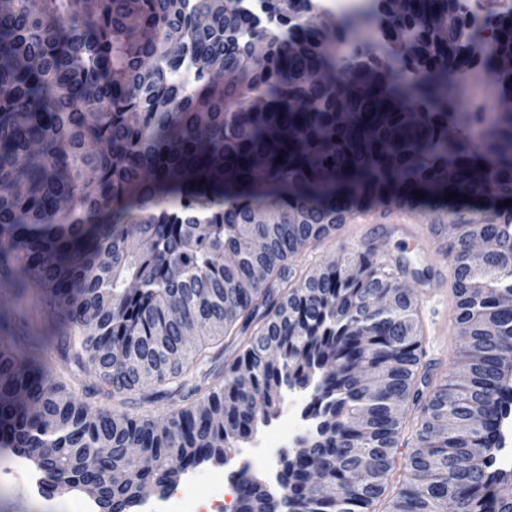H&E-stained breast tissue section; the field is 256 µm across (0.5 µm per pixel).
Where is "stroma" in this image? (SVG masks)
Returning a JSON list of instances; mask_svg holds the SVG:
<instances>
[{
	"instance_id": "obj_1",
	"label": "stroma",
	"mask_w": 512,
	"mask_h": 512,
	"mask_svg": "<svg viewBox=\"0 0 512 512\" xmlns=\"http://www.w3.org/2000/svg\"><path fill=\"white\" fill-rule=\"evenodd\" d=\"M356 251L374 252L389 264L398 258H406L407 268L398 272L397 278L400 283L411 286L420 299L419 319L425 335L421 361L429 366L435 382H442L456 369L462 349L453 322L454 306L447 300L452 292L453 270L444 254L442 240L410 237L393 214L383 217L377 224L343 225L334 235L296 256L293 263L297 269L306 271L334 260L338 255ZM423 269L430 271V280L415 281L414 271ZM55 370L71 390L78 397L86 398L95 410L155 418L170 408L165 401L151 403L144 400L137 391L121 397L112 396L100 389L97 380L87 375L83 367L70 361L58 360ZM216 473L224 477L226 512H236L237 495L233 491L230 467L226 464L203 465L198 469L196 482L180 481L183 498L191 512H198L201 503L209 500L212 476ZM85 498V493L78 490L36 498L30 495L23 481H0V512H76L77 503Z\"/></svg>"
}]
</instances>
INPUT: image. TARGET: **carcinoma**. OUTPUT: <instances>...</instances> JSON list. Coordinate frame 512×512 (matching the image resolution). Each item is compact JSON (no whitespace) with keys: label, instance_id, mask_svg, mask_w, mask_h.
<instances>
[{"label":"carcinoma","instance_id":"1","mask_svg":"<svg viewBox=\"0 0 512 512\" xmlns=\"http://www.w3.org/2000/svg\"><path fill=\"white\" fill-rule=\"evenodd\" d=\"M461 2L377 0L362 47L355 21L323 26L302 0H262L273 27L243 0H0V447L46 493L89 488L100 512H130L305 392L313 425L280 461L277 500L236 474L238 512H375L423 386L386 512H512L495 467L512 404V109L453 101L479 72L512 102V9L483 40ZM376 208L454 225L463 351L433 389L418 297L385 261L291 265ZM31 289L54 348L22 346L4 314ZM226 340L233 361L196 375ZM58 353L174 409L93 411L57 380ZM407 407L408 411H406L405 415L406 428L404 429L401 441L403 442L408 439V447L399 448L402 453L397 455L396 471L392 480L387 486L384 495L374 505L376 512H384L387 509L389 500L396 495L401 486L403 472L405 471V465L407 463L408 451L409 448H411L412 435L414 434L417 424L419 423V421H417L418 412L415 411V406L410 403Z\"/></svg>","mask_w":512,"mask_h":512}]
</instances>
